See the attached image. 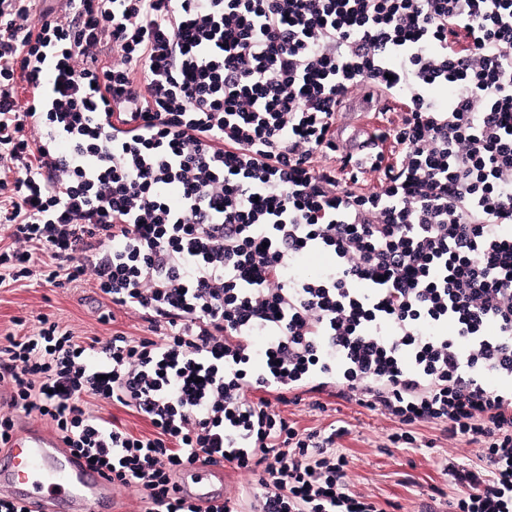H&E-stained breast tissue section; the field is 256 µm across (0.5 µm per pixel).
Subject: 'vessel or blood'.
Listing matches in <instances>:
<instances>
[{
    "label": "vessel or blood",
    "instance_id": "vessel-or-blood-1",
    "mask_svg": "<svg viewBox=\"0 0 512 512\" xmlns=\"http://www.w3.org/2000/svg\"><path fill=\"white\" fill-rule=\"evenodd\" d=\"M353 100L364 114L361 132L343 139L341 145L346 155L355 157L372 148L367 134L380 121L372 116L364 92L354 93ZM223 477L222 464L193 466L184 472L180 493L197 502L223 501V491L214 487ZM0 495L25 512H112L116 501L105 473L89 467L85 458L37 424L13 433L0 452Z\"/></svg>",
    "mask_w": 512,
    "mask_h": 512
}]
</instances>
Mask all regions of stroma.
I'll return each mask as SVG.
<instances>
[{"label": "stroma", "instance_id": "obj_1", "mask_svg": "<svg viewBox=\"0 0 512 512\" xmlns=\"http://www.w3.org/2000/svg\"><path fill=\"white\" fill-rule=\"evenodd\" d=\"M42 316L82 337L107 338L119 331L137 339L147 334L144 321L101 298L94 279L53 287L33 277L25 286L0 289V346L6 336L35 328ZM324 403V409L318 410L305 399L296 405H278L277 410L302 430L339 420L348 423L351 433L339 441L338 451L349 461L350 480L376 501L391 502L390 512H421L431 498L453 495L455 486L439 461L451 457L456 463L471 464L479 452L473 445L448 442L430 427L420 428L417 447H398L389 440L397 425L381 411L329 397Z\"/></svg>", "mask_w": 512, "mask_h": 512}]
</instances>
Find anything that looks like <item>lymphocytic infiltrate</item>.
Instances as JSON below:
<instances>
[{
  "label": "lymphocytic infiltrate",
  "instance_id": "1",
  "mask_svg": "<svg viewBox=\"0 0 512 512\" xmlns=\"http://www.w3.org/2000/svg\"><path fill=\"white\" fill-rule=\"evenodd\" d=\"M359 89L403 105L372 190L315 163ZM37 271L150 334L7 336L0 446L50 420L141 512H385L274 409L325 395L478 445L448 512H512V0H0V288ZM219 460L257 482L177 496ZM92 403L96 405L93 406V408L97 410L100 415L112 417V422L114 421L117 425L133 435H149L153 430L149 421L122 407L118 403L111 404L104 401H93Z\"/></svg>",
  "mask_w": 512,
  "mask_h": 512
}]
</instances>
